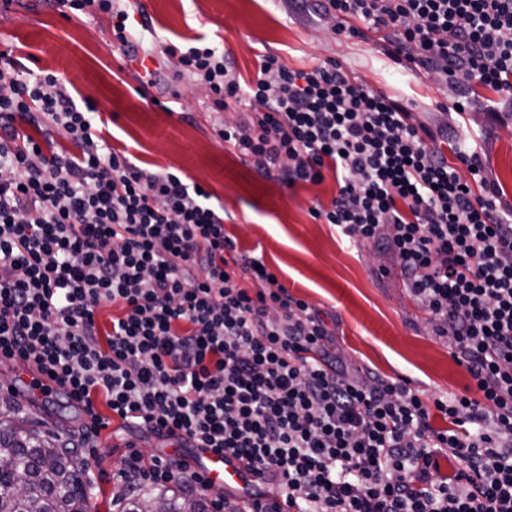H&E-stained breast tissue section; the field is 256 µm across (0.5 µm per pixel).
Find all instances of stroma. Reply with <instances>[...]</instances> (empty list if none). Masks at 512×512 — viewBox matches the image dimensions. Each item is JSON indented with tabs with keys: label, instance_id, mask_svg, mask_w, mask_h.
Listing matches in <instances>:
<instances>
[{
	"label": "stroma",
	"instance_id": "1",
	"mask_svg": "<svg viewBox=\"0 0 512 512\" xmlns=\"http://www.w3.org/2000/svg\"><path fill=\"white\" fill-rule=\"evenodd\" d=\"M140 2L128 21L140 45L126 53L113 46L107 15L68 17L46 0H0V51L9 52L21 71L59 76L78 106L96 108L108 144L129 153L137 166L178 172L210 192L212 204L224 211L225 234L319 311L347 366L407 382L427 399L474 388L447 339L435 335L410 296L392 255L350 245L333 225L312 217V208L329 204L336 193L332 172L291 188L261 176L250 157L217 136L207 89L179 73L169 50L204 39L223 48L246 80L254 78L263 54L279 55L296 70L336 61L355 81L404 104L435 136L476 139L488 179L511 205L512 100L476 85L473 110L456 113L452 105L462 87L389 54L392 30L339 35L298 0ZM153 70L162 72L163 82L143 85L145 72ZM487 100L494 111L484 109ZM21 371L0 365V410L17 406L64 439L78 430L80 414L63 396L34 404L12 390ZM98 409L109 424L84 462L96 512H119L121 491L112 475L123 457L131 449L147 456L160 447L123 428L106 404Z\"/></svg>",
	"mask_w": 512,
	"mask_h": 512
}]
</instances>
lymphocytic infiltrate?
Instances as JSON below:
<instances>
[{"mask_svg": "<svg viewBox=\"0 0 512 512\" xmlns=\"http://www.w3.org/2000/svg\"><path fill=\"white\" fill-rule=\"evenodd\" d=\"M109 15L115 0H52ZM337 32L391 29L396 55L440 78L512 97V0H303ZM180 70L216 110L260 106L254 128L220 122L224 142L288 185L332 170L338 192L312 216L344 239L393 252L436 335L448 338L481 399L426 401L406 384L348 373L331 331L224 232L209 192L147 172L98 135L51 72L0 64V358L36 367L83 413L91 448L105 398L126 428L244 457L280 476L253 512H512V206L484 174L476 142L457 166L405 106L339 65L294 70L259 60L244 82L224 51L191 41ZM68 140L44 151L27 127ZM258 283L249 294L238 282ZM121 310L110 331L100 308ZM447 425L434 427L432 412ZM448 457L452 475L440 473ZM121 491L204 475L176 456L128 453Z\"/></svg>", "mask_w": 512, "mask_h": 512, "instance_id": "obj_1", "label": "lymphocytic infiltrate"}]
</instances>
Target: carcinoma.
<instances>
[{"instance_id":"carcinoma-1","label":"carcinoma","mask_w":512,"mask_h":512,"mask_svg":"<svg viewBox=\"0 0 512 512\" xmlns=\"http://www.w3.org/2000/svg\"><path fill=\"white\" fill-rule=\"evenodd\" d=\"M0 412V512H93L84 462L78 449L68 448L58 435L36 427L19 428ZM152 499L168 512H209L206 498L187 497L160 488Z\"/></svg>"}]
</instances>
